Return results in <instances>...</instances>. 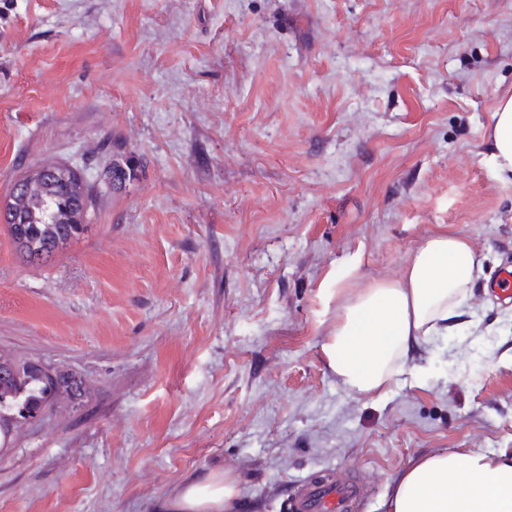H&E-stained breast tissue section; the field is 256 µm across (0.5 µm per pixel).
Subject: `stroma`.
Here are the masks:
<instances>
[{"label":"stroma","mask_w":512,"mask_h":512,"mask_svg":"<svg viewBox=\"0 0 512 512\" xmlns=\"http://www.w3.org/2000/svg\"><path fill=\"white\" fill-rule=\"evenodd\" d=\"M509 94L512 0H0V207L62 164L95 210L39 261L0 223V354L82 383L0 437V512H153L223 469L238 512L327 476L384 512L418 458L512 453ZM439 229L483 269L461 324L347 390L330 288ZM488 131L489 150L499 171L512 175V96L499 98ZM140 161L135 156L126 157L112 166V187L118 188L138 176Z\"/></svg>","instance_id":"obj_1"}]
</instances>
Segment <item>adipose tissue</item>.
Instances as JSON below:
<instances>
[{
	"label": "adipose tissue",
	"mask_w": 512,
	"mask_h": 512,
	"mask_svg": "<svg viewBox=\"0 0 512 512\" xmlns=\"http://www.w3.org/2000/svg\"><path fill=\"white\" fill-rule=\"evenodd\" d=\"M499 171L512 175V96L499 98L488 131ZM481 264L467 238L452 231L428 235L396 279L337 286L336 326L323 345L330 368L348 389L370 394L400 374L420 339L447 332ZM239 497L226 470L181 486L162 512H231ZM387 512H512V455L472 452L426 456L405 470Z\"/></svg>",
	"instance_id": "ef3b65f1"
}]
</instances>
